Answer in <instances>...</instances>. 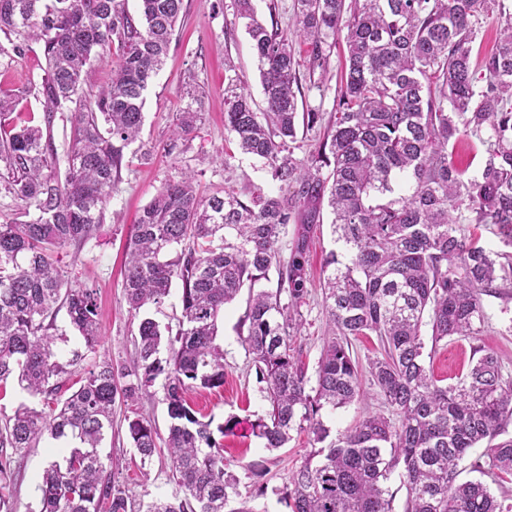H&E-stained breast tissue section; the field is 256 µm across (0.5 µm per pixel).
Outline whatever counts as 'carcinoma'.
Listing matches in <instances>:
<instances>
[{
  "label": "carcinoma",
  "instance_id": "cac0c4a2",
  "mask_svg": "<svg viewBox=\"0 0 512 512\" xmlns=\"http://www.w3.org/2000/svg\"><path fill=\"white\" fill-rule=\"evenodd\" d=\"M136 22L125 0H0V32L43 44L42 123L12 127L0 138L6 193L20 218L0 224V390L16 383L43 402L25 403L0 419V512H16L19 457L44 436L69 449L44 468L36 486L40 512H133L99 448L112 431L116 400L149 393L164 380L170 419L164 446L151 420L127 417L141 461L164 448L172 497L146 512H257L252 496L224 464L212 427L186 399L193 388L224 386L218 319L248 288L239 322L257 378L266 384V417L255 425L266 447H284L295 429L312 450L288 477L292 512H393L396 478L404 512H512L482 481L463 470L512 476V376L496 352L473 347L466 374L448 385L425 365L431 348L451 336L476 337L486 320L482 296L512 299V11L504 0H293V33L309 46V84L321 89L339 37L345 65L334 116L302 157L298 126L323 121L299 111L292 39L274 20L261 22L252 0H234L236 17L257 58L264 108L232 93L224 130L240 150L264 163L286 191L199 194L183 172L144 207L127 246L123 288L138 315L179 287L181 317L173 326L149 317L138 324L128 364L98 357L101 329L93 290L57 266L63 247L95 238L104 206L117 189L123 150L144 122V93L168 53L183 0H141ZM496 14L498 42L473 63L483 17ZM121 51L108 85L82 99L84 69L112 47ZM191 104L177 113L171 147L200 121ZM71 113L65 171L52 148L56 113ZM485 147L474 175L456 168L450 149L462 138ZM332 215L342 252L330 253L323 307L331 336L315 378L295 355L308 294L311 233ZM300 225L288 260L280 235ZM464 224H490L505 246L492 250ZM277 270L274 290L258 289ZM287 302H282V298ZM65 311L80 346L64 352L55 319ZM373 334L380 355L369 361V385L386 412L370 413L331 435L323 411L366 397L351 340ZM315 384H310V381ZM488 443L479 456L471 452Z\"/></svg>",
  "mask_w": 512,
  "mask_h": 512
}]
</instances>
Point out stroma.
Instances as JSON below:
<instances>
[{"label": "stroma", "mask_w": 512, "mask_h": 512, "mask_svg": "<svg viewBox=\"0 0 512 512\" xmlns=\"http://www.w3.org/2000/svg\"><path fill=\"white\" fill-rule=\"evenodd\" d=\"M6 42L0 33V44L5 47L0 53V91L16 100L12 121L23 123L30 113L42 117L38 91L46 68L43 46L29 41L18 53ZM232 81L239 92L262 103L257 60L242 21L235 17L234 0H184L166 61L146 92L141 140L124 150L122 180L106 202L99 233L81 250L67 248L59 253L69 277L96 292L102 332L100 351L113 363L129 361L138 327V319L130 313L124 297L126 240L143 207L161 186L181 172L190 171L206 195L227 188L242 194L275 188L262 163L241 154L224 130L226 90ZM190 86L203 90L197 105L202 121L195 133L173 149L169 146L173 120L188 104L186 89ZM147 149L152 152L148 158L143 155ZM336 248L330 225L317 226L309 251L308 295L300 307L303 326L293 339L295 350L311 370L316 367L328 335L322 289L325 262ZM246 306V295H239L225 307L219 320L224 346L223 387L193 392L189 398L215 423L234 419L233 430L223 438L224 458L229 471L239 480L240 491L255 492L253 504L257 512H291L278 491L311 446L307 433L296 431L287 445L270 450L254 429L257 420L265 416L268 404L236 330ZM484 306L487 323L479 339L449 338L427 360V367L437 379L448 384L456 382L466 373L472 348L478 343L495 351L505 372L512 374V300L488 296ZM134 411L149 416L159 434H166L169 418L162 383H155L149 394L135 401H117L112 435L101 449L102 457L118 463L116 475L132 502L145 505L171 497L176 487L168 479L165 455H155L144 463L133 448L125 417ZM53 454L45 441L23 453V478L17 491L19 512L36 507V485ZM260 487L265 490L261 496L256 493Z\"/></svg>", "instance_id": "1"}]
</instances>
